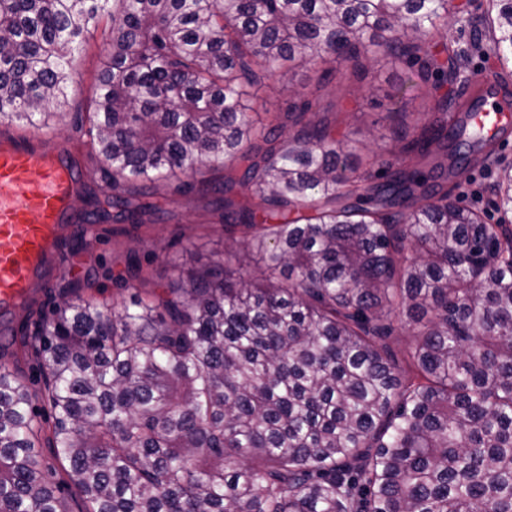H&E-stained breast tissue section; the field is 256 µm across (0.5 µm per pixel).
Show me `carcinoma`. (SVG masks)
Here are the masks:
<instances>
[{
    "label": "carcinoma",
    "mask_w": 512,
    "mask_h": 512,
    "mask_svg": "<svg viewBox=\"0 0 512 512\" xmlns=\"http://www.w3.org/2000/svg\"><path fill=\"white\" fill-rule=\"evenodd\" d=\"M450 0H0V123L61 115L73 54L106 21L81 127L112 173L116 224L164 212L223 160L224 227L249 236L182 267L169 296L118 312L82 295L20 343L46 368L36 395L0 362V512H65L41 440L84 512H512V164L495 224L448 192L466 57L512 61V0H489L473 41L434 34ZM361 78L392 60L432 101L402 131L408 163L338 139L313 92L261 116L257 91L297 58ZM247 192L233 206L227 194ZM140 264L113 278L131 287ZM415 327L397 356L387 340Z\"/></svg>",
    "instance_id": "cac0c4a2"
}]
</instances>
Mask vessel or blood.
Listing matches in <instances>:
<instances>
[{
  "mask_svg": "<svg viewBox=\"0 0 512 512\" xmlns=\"http://www.w3.org/2000/svg\"><path fill=\"white\" fill-rule=\"evenodd\" d=\"M476 120L493 130L512 124V113L484 106ZM78 189L69 150L0 141L1 309L27 302L61 268Z\"/></svg>",
  "mask_w": 512,
  "mask_h": 512,
  "instance_id": "vessel-or-blood-1",
  "label": "vessel or blood"
}]
</instances>
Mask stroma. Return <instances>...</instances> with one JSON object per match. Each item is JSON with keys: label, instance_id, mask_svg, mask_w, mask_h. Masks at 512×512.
<instances>
[{"label": "stroma", "instance_id": "1", "mask_svg": "<svg viewBox=\"0 0 512 512\" xmlns=\"http://www.w3.org/2000/svg\"><path fill=\"white\" fill-rule=\"evenodd\" d=\"M110 42L103 31L88 37L73 61L74 77L68 89L69 106L63 118L50 129L34 130L16 123L0 126V136L26 143L60 146L71 151L79 162L81 194L76 208L85 217H93L95 224L86 235L85 243L69 248V262L52 277L43 292L37 296V305L51 312L62 288L80 281H91L88 294L104 302L109 308H121L133 294L147 295L158 286L175 284L177 269L190 255L208 259L211 252L223 249L228 241L242 239V231L227 232L212 214L210 203L216 192L208 183L210 171L195 176V189L187 195L168 191L166 216L152 224L133 226L115 224L100 218L95 203L110 173L108 164L91 154L75 130L81 112L86 108L101 60L108 53ZM330 77L321 94L336 120L337 134L363 140L367 151L380 154L392 165L404 160L400 152L402 132L386 117V98L395 94L401 85H407L410 73L392 66L372 67L366 79L351 77L344 64L326 66L322 61H294L274 71L266 80L261 96L268 111L284 107L291 92L312 87L322 72ZM496 165H483L476 160L457 182L448 189L463 204L478 205L488 222L494 223L499 214L493 206ZM137 258L142 267L140 280L132 287H114L112 277L123 272L129 258Z\"/></svg>", "mask_w": 512, "mask_h": 512}]
</instances>
